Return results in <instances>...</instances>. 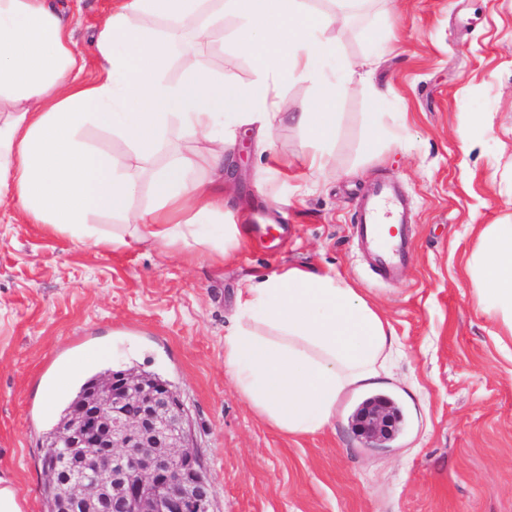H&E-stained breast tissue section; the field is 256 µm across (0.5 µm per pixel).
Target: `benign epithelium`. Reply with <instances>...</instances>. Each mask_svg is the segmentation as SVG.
Segmentation results:
<instances>
[{"instance_id":"benign-epithelium-1","label":"benign epithelium","mask_w":512,"mask_h":512,"mask_svg":"<svg viewBox=\"0 0 512 512\" xmlns=\"http://www.w3.org/2000/svg\"><path fill=\"white\" fill-rule=\"evenodd\" d=\"M356 421L369 442L395 425L389 405L376 401ZM60 441L62 454L45 471L66 469V496L84 512H103L109 500L121 512H210V486L197 468L183 407L148 378L109 373L75 406Z\"/></svg>"}]
</instances>
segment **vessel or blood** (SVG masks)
<instances>
[{"label":"vessel or blood","mask_w":512,"mask_h":512,"mask_svg":"<svg viewBox=\"0 0 512 512\" xmlns=\"http://www.w3.org/2000/svg\"><path fill=\"white\" fill-rule=\"evenodd\" d=\"M412 222L397 186L375 182L355 212L354 231L378 279L397 278L407 265Z\"/></svg>","instance_id":"obj_1"}]
</instances>
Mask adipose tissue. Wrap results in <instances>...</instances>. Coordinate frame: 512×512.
I'll list each match as a JSON object with an SVG mask.
<instances>
[{"mask_svg":"<svg viewBox=\"0 0 512 512\" xmlns=\"http://www.w3.org/2000/svg\"><path fill=\"white\" fill-rule=\"evenodd\" d=\"M362 2L335 0V12L315 17L307 0H117L94 38L100 75L78 83L72 74L82 57L46 0H0V198L79 243L99 240L92 219L108 215L162 247L197 245L230 256L247 227L209 229L230 197L226 148L245 127L267 150L288 121L317 146L309 169L324 171L325 148L336 141V105L350 85L325 81L316 62L336 53L327 35L336 11ZM228 15L240 21L236 46L257 68L246 90L233 76L213 78L204 56L187 54L179 36L190 27L206 43ZM145 17L163 20L164 32L140 27ZM176 54L187 75L164 81ZM290 78L319 85L317 98L297 111L280 91ZM89 124L120 131L142 157L158 153L167 128L177 126L207 144L212 175L189 179L193 159L172 157L152 183L156 208L136 210L138 179L87 144L82 130ZM469 271L480 308L512 337V224L483 227ZM232 321L225 372L260 419L293 437L330 426L347 393L379 386L396 343L393 328L357 288L313 267L248 279Z\"/></svg>","mask_w":512,"mask_h":512,"instance_id":"obj_1","label":"adipose tissue"}]
</instances>
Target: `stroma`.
<instances>
[{
	"mask_svg": "<svg viewBox=\"0 0 512 512\" xmlns=\"http://www.w3.org/2000/svg\"><path fill=\"white\" fill-rule=\"evenodd\" d=\"M83 52L79 81L98 76L91 43L114 0H55ZM225 18L205 46L213 75L254 80ZM350 66L384 47L372 81L338 104L322 176L308 138L283 124L270 152L239 130L225 156L242 175L228 224L251 228L232 258L151 240L112 250L78 244L0 201V471L26 512H45L40 456L84 378L130 367L178 393L213 512H512V340L479 307L468 261L488 224L512 222V0H366L329 32ZM388 136L368 153L369 113ZM481 133L464 135L473 122ZM399 183L413 213V257L376 280L352 237L356 204ZM271 226L273 241L255 227ZM287 266L344 277L390 323L399 353L378 393L401 412L394 435L366 446L355 429L365 392L339 403L323 431L285 436L263 422L224 372V328L244 280ZM81 361L57 387L60 365ZM56 389L54 400L45 393Z\"/></svg>",
	"mask_w": 512,
	"mask_h": 512,
	"instance_id": "35a3bbf8",
	"label": "stroma"
}]
</instances>
